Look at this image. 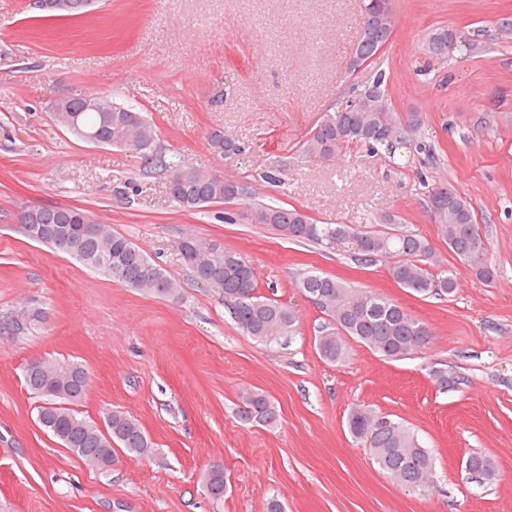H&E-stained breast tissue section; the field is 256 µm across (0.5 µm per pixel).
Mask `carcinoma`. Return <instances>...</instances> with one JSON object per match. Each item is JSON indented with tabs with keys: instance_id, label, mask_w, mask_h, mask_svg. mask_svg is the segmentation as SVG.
<instances>
[{
	"instance_id": "cac0c4a2",
	"label": "carcinoma",
	"mask_w": 512,
	"mask_h": 512,
	"mask_svg": "<svg viewBox=\"0 0 512 512\" xmlns=\"http://www.w3.org/2000/svg\"><path fill=\"white\" fill-rule=\"evenodd\" d=\"M45 16H73L67 8L69 0H37ZM364 21L377 25L376 35L361 39L355 49L360 63L371 60L389 39L392 30L390 0H362ZM454 31L439 28L425 42L428 53L448 49ZM89 100L77 101L73 111L53 114L57 125L87 140L105 137L121 147L128 140L156 143L152 125L130 108L120 106L104 94L90 92ZM422 123L420 114L407 112L401 116L388 104L383 92L363 96L351 112L324 115L302 144L305 159L319 162L336 159L352 146L371 151L380 147L391 149L401 143L398 133L407 127L412 131ZM208 145L218 155L240 148L232 136L218 131L208 134ZM236 181L216 179L193 171L172 188L175 202L193 211L216 203L246 201L235 190ZM432 200L425 201L439 236L448 251L459 261L467 262L472 250L487 251L470 201L453 187L439 184L432 188ZM243 214L252 224L272 226L285 238L316 245L352 244L354 259L372 264L380 259L389 262L388 273L400 287L423 297L451 295L457 282L448 270L440 269L441 261L430 242L422 235L397 226L399 217L384 213L374 218L378 224H390L393 231H364L351 224H318L296 208L250 203ZM32 224L52 225L59 229L72 226L65 235L43 236L37 243L49 246L87 267L112 276L114 262L126 269L128 277L120 284L137 291L166 298H178L180 286L159 264L149 259L132 241L112 232L106 224L96 222L89 212L78 208H42ZM183 264L195 279L213 277L216 288L224 294L232 319L245 336L261 343H273L295 335L298 318L289 306L257 294L254 268L246 255L224 247L215 240L201 241L186 235L176 242ZM307 293L330 319L320 331L316 345L328 362L342 361L346 356L347 339L362 342L390 359H400L427 346L433 334L422 320L408 313L396 302L370 290L354 289L338 278L326 274H308L299 281ZM439 390L458 384V378L445 367L430 370ZM88 370L74 361L48 360L26 365L24 382L38 399L36 419L84 464L105 469L118 459L116 449L137 457L152 453L153 443L140 422L122 411H111L103 424L88 420L74 408L83 397ZM237 418L251 425L273 426L279 413L271 398L262 391L242 394L236 410ZM380 417L365 405H355L347 418L353 438L370 449L376 463L393 482L408 481L430 484L435 470L434 458L423 447L415 432L402 423H391L380 429ZM470 466L482 479L496 480L497 472L491 458L480 452L471 454ZM224 466L210 465L203 476L205 495L214 501L224 498L226 491Z\"/></svg>"
}]
</instances>
